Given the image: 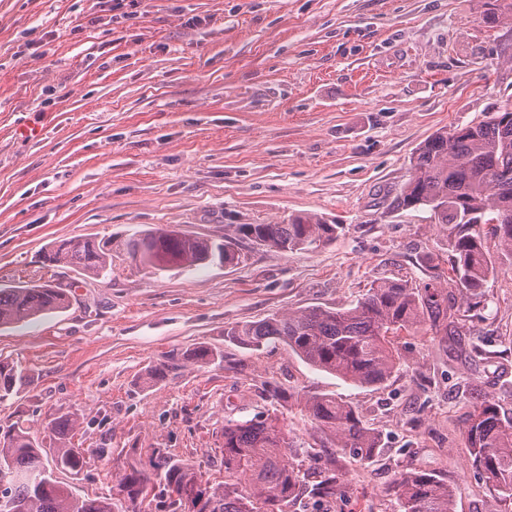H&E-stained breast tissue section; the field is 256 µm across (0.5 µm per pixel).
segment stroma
I'll use <instances>...</instances> for the list:
<instances>
[{"label": "stroma", "mask_w": 512, "mask_h": 512, "mask_svg": "<svg viewBox=\"0 0 512 512\" xmlns=\"http://www.w3.org/2000/svg\"><path fill=\"white\" fill-rule=\"evenodd\" d=\"M512 101V0H0V288L62 282L68 308L0 327V359L29 384L0 400V424L44 447L54 417L78 419L79 448H108L74 497L111 496L152 449L224 479V425L275 413L289 440L320 452L296 406L268 384L352 404L381 435L362 462L336 456L335 498L290 512H397L392 487L412 468L455 489V512H490L465 451L475 388L512 413V256L480 313L456 300L455 331L399 336L402 364L380 388L317 371L287 347L252 351L224 331L309 306L343 307L376 279L447 274L449 230L398 206L416 148L441 129ZM317 214L332 242L281 252L239 244V262L158 271L115 260L108 278L50 266L72 237L170 226L223 240L239 224ZM205 345L223 352L190 359ZM489 354L472 361L471 346ZM178 359L162 379L155 366Z\"/></svg>", "instance_id": "obj_1"}]
</instances>
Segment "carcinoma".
<instances>
[{"instance_id": "obj_1", "label": "carcinoma", "mask_w": 512, "mask_h": 512, "mask_svg": "<svg viewBox=\"0 0 512 512\" xmlns=\"http://www.w3.org/2000/svg\"><path fill=\"white\" fill-rule=\"evenodd\" d=\"M398 204L427 208L439 224L451 225L449 279L468 308L480 306L484 288L498 270L488 259L489 247L478 220L495 219L497 247L512 253V103L488 112L478 122L440 130L415 151L412 174ZM340 226L315 214L291 215L278 224H240L224 243L192 238L169 228L136 231L100 240L71 238L50 244L45 261L74 267L102 278L112 261L127 257L148 268L192 270L223 259L242 239L282 252L317 248L336 238ZM69 307L61 284L0 288V326ZM428 324L448 339V290L433 282L383 280L370 285L356 303L332 308L311 306L276 313L236 326L226 335L245 348L260 350L282 343L312 368L358 386L385 384L401 364L391 337ZM24 369L0 360V400L28 384ZM268 397L291 399L329 441L327 467L301 472L300 449L288 442L279 418L229 420L224 424V483L209 486L195 465L162 457L153 472L133 466L120 476L110 498L77 499L45 466L47 451L19 424L0 427V512H288V505L308 492L332 498L341 488L331 466L333 455L348 451L371 460L380 448L379 434L366 427L357 410L331 395L285 394L276 386ZM77 420L61 415L50 431L60 440ZM465 448L473 466L495 487L497 501L512 512V417L501 414L495 399L481 397L463 425ZM89 451L66 445L53 449L55 468L80 472ZM398 512H454V489L426 470L409 471L397 480Z\"/></svg>"}]
</instances>
